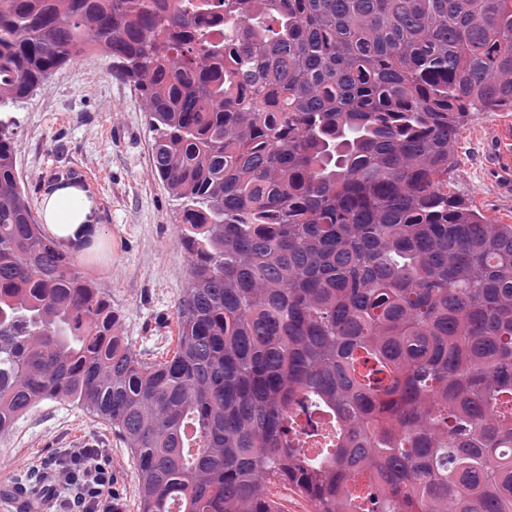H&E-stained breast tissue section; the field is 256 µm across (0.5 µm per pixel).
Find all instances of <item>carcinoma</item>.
I'll return each mask as SVG.
<instances>
[{
	"mask_svg": "<svg viewBox=\"0 0 512 512\" xmlns=\"http://www.w3.org/2000/svg\"><path fill=\"white\" fill-rule=\"evenodd\" d=\"M88 49L144 103L187 288L135 353L0 118V433L81 406L139 512H512V224L448 190L469 114L512 112V0H0V110Z\"/></svg>",
	"mask_w": 512,
	"mask_h": 512,
	"instance_id": "carcinoma-1",
	"label": "carcinoma"
}]
</instances>
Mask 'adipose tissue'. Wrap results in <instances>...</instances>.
<instances>
[{
	"mask_svg": "<svg viewBox=\"0 0 512 512\" xmlns=\"http://www.w3.org/2000/svg\"><path fill=\"white\" fill-rule=\"evenodd\" d=\"M41 216L47 233L58 238L64 247L75 250L100 237L96 206L75 186L46 189Z\"/></svg>",
	"mask_w": 512,
	"mask_h": 512,
	"instance_id": "1",
	"label": "adipose tissue"
}]
</instances>
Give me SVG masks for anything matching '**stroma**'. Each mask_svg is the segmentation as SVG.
<instances>
[{
  "mask_svg": "<svg viewBox=\"0 0 512 512\" xmlns=\"http://www.w3.org/2000/svg\"><path fill=\"white\" fill-rule=\"evenodd\" d=\"M20 184L39 209L50 175L82 188L98 210L100 253H79L87 277L111 299L121 334L136 352L157 349L186 288L187 258L176 243L181 205L153 173L152 135L134 86L91 51L54 71L11 104ZM497 112L475 114L458 138L452 189L490 219L512 224V183L492 166ZM98 449L112 473V495L137 512V470L111 430L76 405L46 401L0 435V494L38 487L65 449Z\"/></svg>",
  "mask_w": 512,
  "mask_h": 512,
  "instance_id": "35a3bbf8",
  "label": "stroma"
}]
</instances>
